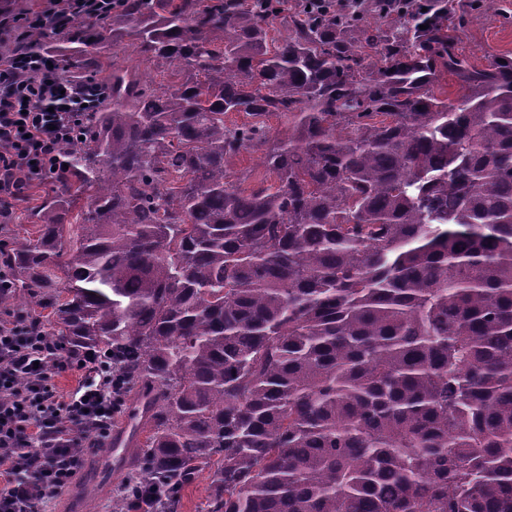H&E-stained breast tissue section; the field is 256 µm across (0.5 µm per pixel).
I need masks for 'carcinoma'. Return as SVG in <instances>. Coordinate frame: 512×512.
Listing matches in <instances>:
<instances>
[{"instance_id":"1","label":"carcinoma","mask_w":512,"mask_h":512,"mask_svg":"<svg viewBox=\"0 0 512 512\" xmlns=\"http://www.w3.org/2000/svg\"><path fill=\"white\" fill-rule=\"evenodd\" d=\"M281 13L123 0L31 33L107 94L0 249V307L23 288L50 340L112 352L157 512L204 471L205 512H512V57L456 52L457 0L396 28L299 11L279 41ZM126 41L175 77L107 67ZM256 150L274 183L229 181Z\"/></svg>"}]
</instances>
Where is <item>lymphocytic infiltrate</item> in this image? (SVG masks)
I'll return each mask as SVG.
<instances>
[{"instance_id":"obj_1","label":"lymphocytic infiltrate","mask_w":512,"mask_h":512,"mask_svg":"<svg viewBox=\"0 0 512 512\" xmlns=\"http://www.w3.org/2000/svg\"><path fill=\"white\" fill-rule=\"evenodd\" d=\"M120 7V0H49L32 22L15 23V37H27L34 24L62 33L74 17ZM52 58L21 49L0 57V195H20L28 183L64 172V145L77 140L105 97L100 81L62 77ZM67 370L80 379L64 396L53 378ZM118 378L105 356L72 355L0 319V512H40L70 487L85 449L111 432Z\"/></svg>"}]
</instances>
